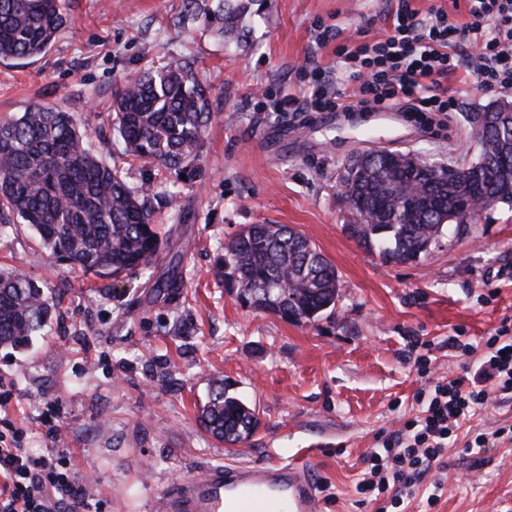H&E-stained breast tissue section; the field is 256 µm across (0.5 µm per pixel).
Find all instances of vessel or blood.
I'll return each mask as SVG.
<instances>
[{
    "label": "vessel or blood",
    "mask_w": 512,
    "mask_h": 512,
    "mask_svg": "<svg viewBox=\"0 0 512 512\" xmlns=\"http://www.w3.org/2000/svg\"><path fill=\"white\" fill-rule=\"evenodd\" d=\"M306 453L265 465H224L177 481L165 512H320Z\"/></svg>",
    "instance_id": "vessel-or-blood-1"
}]
</instances>
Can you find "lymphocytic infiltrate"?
Masks as SVG:
<instances>
[{
	"label": "lymphocytic infiltrate",
	"mask_w": 512,
	"mask_h": 512,
	"mask_svg": "<svg viewBox=\"0 0 512 512\" xmlns=\"http://www.w3.org/2000/svg\"><path fill=\"white\" fill-rule=\"evenodd\" d=\"M388 18L384 39L369 44L352 37L337 48L347 87H336L331 75H323L311 96L283 95L278 111H395L423 126L441 127L456 109L448 78L512 92V0H471L465 22L443 7L423 14L400 0ZM461 350L474 358L463 375L434 378L421 370L425 383L415 395L418 415L378 438L364 458L358 493L390 494L389 505L413 496L441 465L449 439L476 411L512 397L511 330L498 329L482 353L468 344ZM23 437V429L0 418V512H92L96 500L76 477L70 449L55 445L34 456L22 448Z\"/></svg>",
	"instance_id": "1"
}]
</instances>
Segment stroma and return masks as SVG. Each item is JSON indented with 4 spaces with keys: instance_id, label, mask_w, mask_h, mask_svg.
<instances>
[{
    "instance_id": "stroma-1",
    "label": "stroma",
    "mask_w": 512,
    "mask_h": 512,
    "mask_svg": "<svg viewBox=\"0 0 512 512\" xmlns=\"http://www.w3.org/2000/svg\"><path fill=\"white\" fill-rule=\"evenodd\" d=\"M182 0H67L72 25L23 66L0 62V116L33 104L75 113L112 147V96L125 78L169 54L193 60L210 86L216 116L204 135L194 183L132 167L131 183L157 195L177 190L182 212H161L164 272L182 258L178 298L146 278L125 279L117 295L53 265L34 230L0 236V263L38 282L58 307L29 348L0 347V378L19 395L9 416L25 447L51 441L46 404L62 409L61 434L80 475H92L100 512H162L158 490L227 462L264 464L311 449L309 468L322 512H374L357 503L362 458L382 431L412 413L420 386L408 350L417 343L435 375L454 376L465 358L451 337L474 347L512 327V206L482 211L465 232H447L414 263L361 246L345 226L342 175L370 149L400 151L452 167L477 156L470 118L498 95L459 87L448 128L428 131L402 112H278L283 93L302 94L309 70L336 69L351 35L374 42L388 23L385 0H258L242 21L246 43L227 50L204 26L176 33ZM337 38L318 45L321 28ZM244 224H285L335 265L340 296L332 315L292 323L245 307L210 269ZM254 405L260 426L227 446L200 425L214 379ZM436 504L416 498L407 512H505L512 495V443L475 455L449 444Z\"/></svg>"
}]
</instances>
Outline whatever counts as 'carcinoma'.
Wrapping results in <instances>:
<instances>
[{
    "label": "carcinoma",
    "mask_w": 512,
    "mask_h": 512,
    "mask_svg": "<svg viewBox=\"0 0 512 512\" xmlns=\"http://www.w3.org/2000/svg\"><path fill=\"white\" fill-rule=\"evenodd\" d=\"M257 0H182V18L199 22L224 38L244 36L241 20ZM73 22L65 0H0V60L20 66L47 52ZM112 161L103 159L73 113L35 104L18 116L0 119V230L27 224L58 264L99 278L146 273L153 288L173 294L182 286L173 266L154 269L162 239L149 192L128 182L125 166L166 170L195 177V162L214 111L210 90L193 62L173 56L157 67L127 77L113 95ZM502 130L473 134L477 159L444 185L417 197L409 183L385 184V161L366 160L342 194L354 219L351 236L397 263L419 260L449 226L466 230L463 207L475 170L482 191L512 203V164L493 160L512 155V113ZM216 280L250 308L286 321L312 323L336 308L340 280L336 267L309 239L284 224H244L214 261ZM55 307L29 278L0 266V346L23 349L46 326ZM200 421L206 433L227 445L249 441L259 427L256 408L230 395L216 380Z\"/></svg>",
    "instance_id": "obj_1"
}]
</instances>
